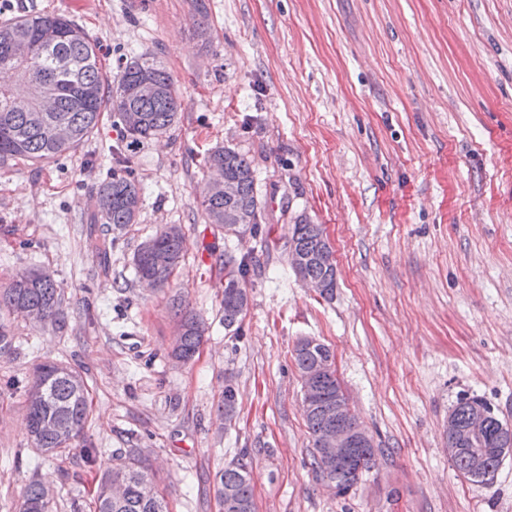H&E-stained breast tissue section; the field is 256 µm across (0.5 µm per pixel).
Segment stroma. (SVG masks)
Here are the masks:
<instances>
[{
    "mask_svg": "<svg viewBox=\"0 0 512 512\" xmlns=\"http://www.w3.org/2000/svg\"><path fill=\"white\" fill-rule=\"evenodd\" d=\"M0 24L63 14L104 72L154 54L176 81L177 123L129 144L111 114L47 164L0 162V288L50 273L61 322L0 314V512L37 480L50 512H94L99 480L141 449L169 512H220L224 467L251 464L256 512H512V459L493 483L448 457V409L480 396L512 421V0H12ZM204 29H197V19ZM255 171L263 231L206 223L214 147ZM129 167L143 207L121 234L93 221L96 191ZM322 225L336 290L288 262L295 220ZM168 224L184 261L145 287L133 255ZM247 258L240 333L224 328V259ZM203 321L188 363L179 319ZM330 346L356 419L378 448L343 497L309 466L311 435L292 356ZM66 362L91 394L85 445L30 443L25 386ZM237 395L225 420V386Z\"/></svg>",
    "mask_w": 512,
    "mask_h": 512,
    "instance_id": "stroma-1",
    "label": "stroma"
}]
</instances>
